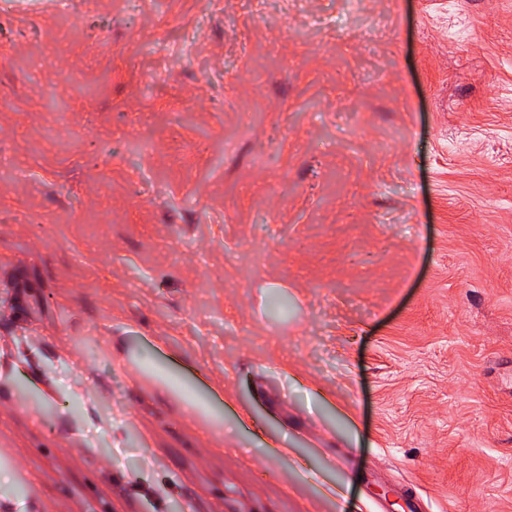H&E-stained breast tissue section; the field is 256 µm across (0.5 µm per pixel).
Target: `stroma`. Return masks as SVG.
<instances>
[{"label":"stroma","mask_w":512,"mask_h":512,"mask_svg":"<svg viewBox=\"0 0 512 512\" xmlns=\"http://www.w3.org/2000/svg\"><path fill=\"white\" fill-rule=\"evenodd\" d=\"M512 512V0H0V512Z\"/></svg>","instance_id":"1"}]
</instances>
